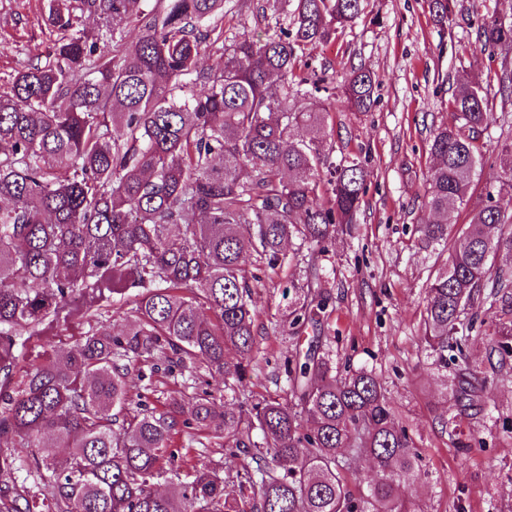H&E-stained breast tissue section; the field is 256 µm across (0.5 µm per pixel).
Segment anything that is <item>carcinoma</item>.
I'll return each instance as SVG.
<instances>
[{"label":"carcinoma","mask_w":512,"mask_h":512,"mask_svg":"<svg viewBox=\"0 0 512 512\" xmlns=\"http://www.w3.org/2000/svg\"><path fill=\"white\" fill-rule=\"evenodd\" d=\"M50 0L59 37L0 87V512H417L400 493L420 471L406 427L395 421L380 378L360 368L338 375L310 344L286 370L291 397L229 407L204 391L160 410L130 408L128 375L169 350L236 392L247 368L226 359L256 346L247 262L274 267L286 241L318 247L351 229L368 171L323 153L332 108L304 106L296 51L327 41L361 16V0H296L293 29L262 40L224 39V0ZM97 16L101 33L83 27ZM141 35L125 42L130 27ZM112 49L99 47L100 34ZM482 47L512 45V22L477 29ZM219 58L198 70L202 46ZM374 81L351 69L343 94L356 112L374 103ZM457 123L435 130L426 207V249L449 252L427 292L422 340L437 369L457 363L455 397L479 406L478 377L462 342L468 308L485 289L512 308V270L491 258L512 253V166L458 235L448 208L467 201L485 164L479 145L493 120L478 82L461 80ZM307 135L292 137L297 127ZM135 291L118 334L94 307ZM309 296L289 308L291 324L313 319ZM89 325L77 348L54 352L15 380L17 338L62 315ZM501 359L512 357V320L496 324ZM195 427L239 459L220 477L208 465L167 493L175 435ZM375 470L355 495L345 453ZM26 472L43 497L16 487Z\"/></svg>","instance_id":"cac0c4a2"}]
</instances>
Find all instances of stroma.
<instances>
[{
	"label": "stroma",
	"instance_id": "obj_1",
	"mask_svg": "<svg viewBox=\"0 0 512 512\" xmlns=\"http://www.w3.org/2000/svg\"><path fill=\"white\" fill-rule=\"evenodd\" d=\"M275 0H224V35L258 40L268 25L290 26L292 17L273 11ZM445 24H438L428 0H363L364 12L327 42L298 53L295 74L326 73L335 108L326 138L332 160L361 158L370 172L352 233L337 234L326 248L291 240L287 258L269 268L251 257L259 282L253 285L257 346L245 358L241 394L249 399L289 397L283 365L297 342L310 332L291 325L289 285L312 289L325 308L319 314L321 349L338 373L365 367L381 379L397 420L406 425L422 459L421 475L407 494L422 512H512V360L501 361L496 322L512 320V310L485 300L468 311L474 322L466 352L471 369L494 375L483 393L481 410L459 414L453 379L436 369L421 342L427 287L444 256L422 249L415 231L429 219L426 175L433 165L430 140L437 127L455 123L450 102L463 72L479 77L487 91L493 121L482 134L486 163L466 204L452 206L454 227L496 184L502 165L511 162L499 146L512 140V95L501 93V63L512 65V46L484 53L476 35L481 19L512 21V0H453ZM49 0H0V85L29 64L35 49L55 39L46 23ZM362 68L375 79V106L350 110L342 96L345 75ZM86 325L56 329L47 337L25 335V366L41 363L49 349H73ZM158 369L131 371L129 392L149 405L185 400L203 388L223 396L221 379L171 364L167 354L153 358Z\"/></svg>",
	"mask_w": 512,
	"mask_h": 512
}]
</instances>
